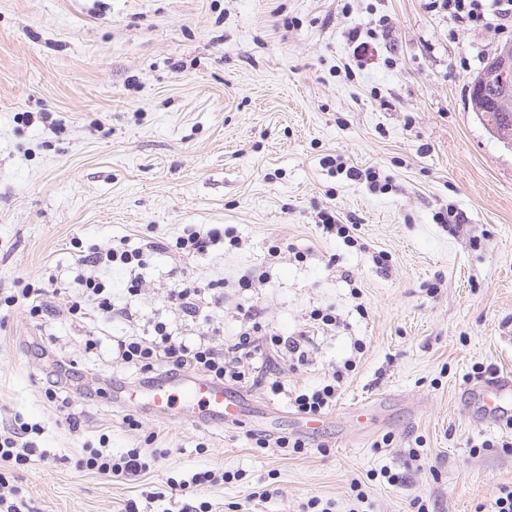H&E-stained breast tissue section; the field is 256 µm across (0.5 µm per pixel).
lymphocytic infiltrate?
Returning <instances> with one entry per match:
<instances>
[{
    "label": "lymphocytic infiltrate",
    "instance_id": "lymphocytic-infiltrate-1",
    "mask_svg": "<svg viewBox=\"0 0 512 512\" xmlns=\"http://www.w3.org/2000/svg\"><path fill=\"white\" fill-rule=\"evenodd\" d=\"M152 244L135 248L118 247L107 252H92L80 256L81 265L89 267V274L77 278L81 288L78 300L73 301V315L83 316L93 310L104 317H112L116 310L112 305V290L98 275L99 267H116L129 275L128 292H137L141 277L140 269L146 264V254ZM244 324L230 343L215 345L191 336H180L168 331L166 325L154 327V338L122 336L112 341V357L135 370L141 383L175 378L190 372L206 379L235 386L256 379H264L272 395L288 394L289 402L297 414L317 417L336 406L341 394V376L321 384L294 392H286L285 386L272 376H259L250 359L260 347L271 348L279 358L305 362L307 334L281 336L275 333L261 336V324L257 313L246 311ZM162 449L145 450L131 448L120 456H113L106 448H88L80 461L81 468L104 475L137 476L147 470L151 459L162 456Z\"/></svg>",
    "mask_w": 512,
    "mask_h": 512
}]
</instances>
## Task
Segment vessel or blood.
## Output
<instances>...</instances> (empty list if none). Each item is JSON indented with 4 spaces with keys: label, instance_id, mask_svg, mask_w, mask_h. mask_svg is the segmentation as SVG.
<instances>
[{
    "label": "vessel or blood",
    "instance_id": "1",
    "mask_svg": "<svg viewBox=\"0 0 512 512\" xmlns=\"http://www.w3.org/2000/svg\"><path fill=\"white\" fill-rule=\"evenodd\" d=\"M470 400L478 405L485 422H495L503 403L512 400V376L472 388ZM123 401L140 411L183 417L195 422L212 418L233 421L240 414L238 402L223 385L193 374L158 382L141 390L130 389Z\"/></svg>",
    "mask_w": 512,
    "mask_h": 512
}]
</instances>
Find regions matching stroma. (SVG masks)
Wrapping results in <instances>:
<instances>
[{
    "label": "stroma",
    "mask_w": 512,
    "mask_h": 512,
    "mask_svg": "<svg viewBox=\"0 0 512 512\" xmlns=\"http://www.w3.org/2000/svg\"><path fill=\"white\" fill-rule=\"evenodd\" d=\"M354 28L373 45L368 58L353 55ZM506 38L436 0H0V294L32 283L51 290L53 308L42 320L20 302L0 308V431L28 424L26 441L53 455L0 462L27 512H180L167 478L215 468L231 477L200 487L212 512H309L315 496L336 512H411L416 498L429 512H475L512 485V451L500 447L512 428L467 410L470 388L512 374V151L467 104ZM349 166L376 178L349 179ZM327 208L357 225L361 248L321 235ZM448 211L459 223L441 222ZM191 228L232 231L241 245L178 253ZM124 238L159 245L136 294L122 272L101 273L133 321L70 315L80 253ZM276 242L287 251L273 259ZM295 248L310 257L295 261ZM251 271L264 283L238 288ZM184 279L220 284L191 324L169 301ZM247 307L284 336L317 308L343 320L314 336L305 363L273 358L289 390L331 379L365 342L321 428L306 432L285 396L247 383L239 421L144 415L129 429L104 381L128 375L108 354L112 337L150 336L162 321L221 345ZM60 359L87 374L61 380L52 402ZM254 433L310 446L256 448ZM103 435L117 456L151 435L167 454L132 479L80 468ZM416 447L421 457L409 456Z\"/></svg>",
    "instance_id": "stroma-1"
}]
</instances>
